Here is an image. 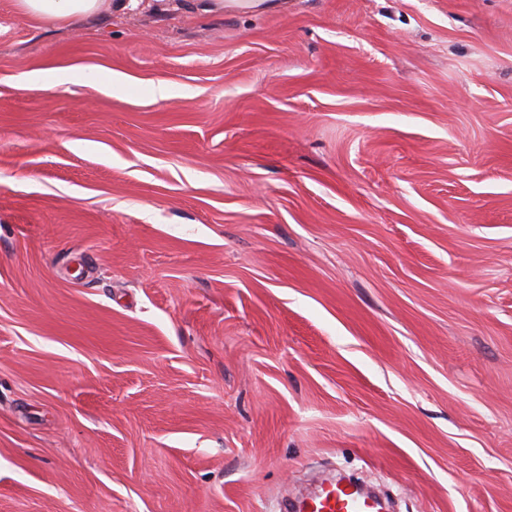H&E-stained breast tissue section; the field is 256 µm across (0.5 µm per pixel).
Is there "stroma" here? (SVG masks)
Segmentation results:
<instances>
[{
	"label": "stroma",
	"mask_w": 512,
	"mask_h": 512,
	"mask_svg": "<svg viewBox=\"0 0 512 512\" xmlns=\"http://www.w3.org/2000/svg\"><path fill=\"white\" fill-rule=\"evenodd\" d=\"M318 470L512 512V0H0V512ZM123 0H15L16 11L46 25L69 26L106 11L127 7ZM206 12L266 13L288 9V0H200Z\"/></svg>",
	"instance_id": "1"
}]
</instances>
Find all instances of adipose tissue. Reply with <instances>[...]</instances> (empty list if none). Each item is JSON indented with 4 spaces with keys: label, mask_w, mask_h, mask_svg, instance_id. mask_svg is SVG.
<instances>
[{
    "label": "adipose tissue",
    "mask_w": 512,
    "mask_h": 512,
    "mask_svg": "<svg viewBox=\"0 0 512 512\" xmlns=\"http://www.w3.org/2000/svg\"><path fill=\"white\" fill-rule=\"evenodd\" d=\"M124 7L123 0H15V9L20 15L60 26Z\"/></svg>",
    "instance_id": "ef3b65f1"
}]
</instances>
